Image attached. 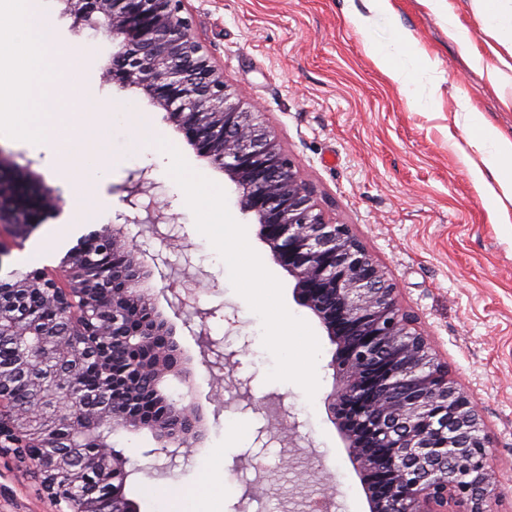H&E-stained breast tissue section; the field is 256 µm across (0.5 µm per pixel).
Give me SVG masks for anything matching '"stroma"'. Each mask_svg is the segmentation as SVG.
I'll return each mask as SVG.
<instances>
[{
	"label": "stroma",
	"mask_w": 512,
	"mask_h": 512,
	"mask_svg": "<svg viewBox=\"0 0 512 512\" xmlns=\"http://www.w3.org/2000/svg\"><path fill=\"white\" fill-rule=\"evenodd\" d=\"M49 6L66 45H93L97 94L146 113L154 132L195 171L228 189L227 176L197 154L143 90L104 80L112 43L76 27L64 0ZM485 6V0L437 6L432 0H185L183 15L225 82L261 113L293 158L326 219L351 226L438 361L477 402L491 441L492 505L512 512V204L508 223H496L474 185L472 168L482 156L459 105L467 100L512 138V50L484 26ZM458 27L469 32V45L457 42ZM401 32L437 64L429 71L405 62L403 85L371 53L375 45L394 49ZM134 133L133 116L113 122L108 145L118 163L97 186L111 205L88 220L77 215L73 191L55 176L46 148L0 138L1 152L20 165L34 160L44 185L67 200L60 217L40 218L0 260V281L16 269L56 267L81 236L112 224L125 208L119 188L130 173L148 170L156 200L170 203L176 215L155 231L142 224L124 230L142 252L188 269L199 284L202 313L190 321L175 315L158 276L152 303L174 325L173 340L195 382L190 390L170 375L162 387L177 401L191 396L205 435L170 466L149 430L114 433V448L133 470L128 497L140 512H167L168 488L184 494L186 512H197L202 500L211 512H286L319 493L333 501L334 512H370L362 470L327 406L338 378L326 328L298 303L294 278L275 263L259 224L229 192V210L280 280L286 307L310 325L321 347L314 399L295 383L267 381L274 359L262 344L260 318L196 230L183 191L167 173V155L135 151ZM0 512H52L34 479L5 456Z\"/></svg>",
	"instance_id": "obj_1"
}]
</instances>
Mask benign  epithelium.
<instances>
[{"label":"benign epithelium","instance_id":"1","mask_svg":"<svg viewBox=\"0 0 512 512\" xmlns=\"http://www.w3.org/2000/svg\"><path fill=\"white\" fill-rule=\"evenodd\" d=\"M81 25L116 44L107 81L143 89L168 121L216 169L224 172L244 213L253 214L274 261L295 278V296L324 324L337 344L333 367L341 385L328 396L348 447L372 482L388 480L371 500V512H493L490 439L477 405L435 362L415 319L403 312L394 283L348 224L326 220L293 159L284 153L258 113L233 101L181 15L183 0H64ZM149 170L121 187L130 213L122 225L94 229L79 239L56 268L39 269L0 284V341L13 345L11 364L0 367V455L11 454L39 483L55 512H139L126 494L129 472L112 448L118 429L149 428L168 457L203 436V416L181 408L188 429L177 437L165 426L174 403L159 388L179 361L162 355L137 367L119 387L109 372L107 347L153 344L173 329L157 313L146 288L159 268L147 264L126 224L156 228L173 219L152 197ZM31 167L18 169L0 154V223L14 244L34 228L37 215L56 217L66 199L39 189ZM178 311L199 308L193 279L171 284ZM41 296L46 311L27 303ZM148 312L147 326L131 314ZM105 376L80 396L87 361ZM163 414L145 419L132 406L141 376ZM32 394L16 404L14 390Z\"/></svg>","mask_w":512,"mask_h":512}]
</instances>
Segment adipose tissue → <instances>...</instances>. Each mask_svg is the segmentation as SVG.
I'll use <instances>...</instances> for the list:
<instances>
[{
    "instance_id": "obj_1",
    "label": "adipose tissue",
    "mask_w": 512,
    "mask_h": 512,
    "mask_svg": "<svg viewBox=\"0 0 512 512\" xmlns=\"http://www.w3.org/2000/svg\"><path fill=\"white\" fill-rule=\"evenodd\" d=\"M466 126L475 130L474 145L483 156L473 171L477 185L494 203L512 202V138L489 124L481 113L467 112Z\"/></svg>"
}]
</instances>
